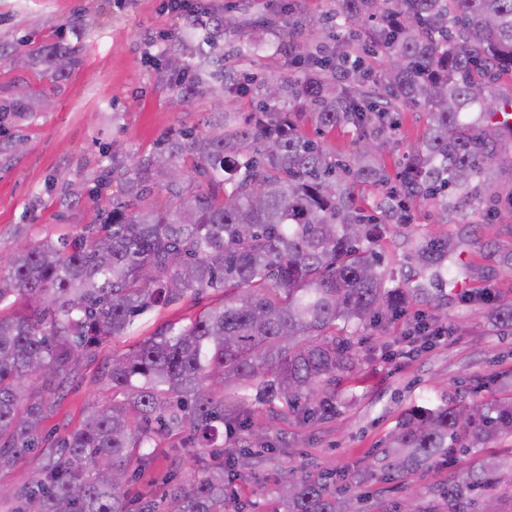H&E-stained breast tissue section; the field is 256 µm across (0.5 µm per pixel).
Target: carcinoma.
Here are the masks:
<instances>
[{
  "instance_id": "obj_1",
  "label": "carcinoma",
  "mask_w": 512,
  "mask_h": 512,
  "mask_svg": "<svg viewBox=\"0 0 512 512\" xmlns=\"http://www.w3.org/2000/svg\"><path fill=\"white\" fill-rule=\"evenodd\" d=\"M343 33L313 48L294 38L307 24L294 4L246 24L288 25V56L302 71L272 77L253 112L221 116L218 130L168 134L130 167L112 157L120 194L93 223L57 239L18 241L0 263V470L28 454L36 476L0 490L8 512H226L231 472L261 460L263 448H224L204 475L184 485L160 478L159 499H130L126 486L155 464L157 438L213 448L248 432L243 399L311 420L334 409L336 385L360 370L368 331L401 317L411 293L457 285L462 246L427 236L414 253L415 286L400 282L378 251L388 224L411 203L432 204L448 221L512 205V0H336L316 20ZM213 51L231 23L207 5L189 11L162 40ZM78 46L58 41L28 56L55 81L69 75ZM180 102L203 83L170 69ZM308 106L321 131L353 128L337 154L297 127ZM405 106L425 112V136L407 147L396 174L382 151ZM33 110L28 96L0 104V120ZM379 192L365 202L366 191ZM155 193L163 206L145 200ZM213 290L220 299L187 324L165 322L112 357V404L94 407L56 446L43 445L55 395L94 361L96 346L131 335L160 308ZM512 332V301L496 308ZM438 320L415 322L423 342ZM475 397L408 414L383 450L398 475L455 464V479L410 512H496L512 490V452L485 454L512 437V374L479 382ZM287 512H359L336 491V472L291 474L278 488Z\"/></svg>"
}]
</instances>
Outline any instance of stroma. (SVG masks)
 Instances as JSON below:
<instances>
[{"instance_id":"35a3bbf8","label":"stroma","mask_w":512,"mask_h":512,"mask_svg":"<svg viewBox=\"0 0 512 512\" xmlns=\"http://www.w3.org/2000/svg\"><path fill=\"white\" fill-rule=\"evenodd\" d=\"M81 21L93 27L66 79L54 82L20 65L28 52L71 39L72 25ZM174 25L160 13L157 0H0V43L12 53L0 61V103L22 87L34 105L33 111L0 124V256L16 239L55 238L91 223L97 208L110 201L106 194L94 197L92 190L101 172L111 169L113 148L122 149L129 165L165 133L184 127L206 132L224 111H253V96L234 94L213 78L200 85L189 103L174 105V90L156 63L168 48L157 36ZM254 34L245 27L240 35L225 38V70L258 82L292 75L282 53L252 58L233 53L239 37ZM425 124L419 108L403 109L383 155L390 172H397L406 145L423 136ZM488 223L486 233L477 237L456 214L441 224L434 208L415 205L408 225L389 228L383 254L402 278L414 265L412 255L422 235L444 233L466 242L462 260L471 271L464 289L413 294L407 302L409 313L441 318L443 324L456 325V332L422 349L406 338L407 319L371 331L362 345L361 371L339 385L335 410L322 418L295 423L288 421L284 407L246 402L254 433L240 444L268 453L232 486V498L244 512H286L275 489L291 473H363L364 481L350 484L348 491L361 498L364 512H382L396 499L429 500L447 480L445 468L390 474L382 465V450L409 409L470 399L468 381L512 370V334L494 320L497 300L512 299V277L502 273L504 256L512 254V207H499ZM131 344L128 337L102 342L91 365L60 390L57 409L45 422L49 440L77 427L88 407L111 403L112 390L100 368ZM211 457V450L160 439L155 467L130 485V495H157L155 477L174 469L192 481Z\"/></svg>"}]
</instances>
